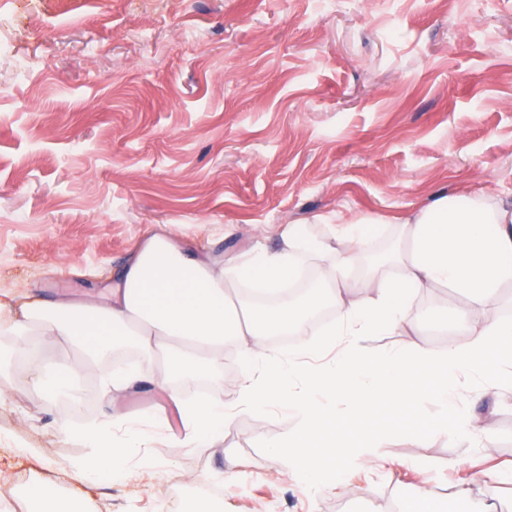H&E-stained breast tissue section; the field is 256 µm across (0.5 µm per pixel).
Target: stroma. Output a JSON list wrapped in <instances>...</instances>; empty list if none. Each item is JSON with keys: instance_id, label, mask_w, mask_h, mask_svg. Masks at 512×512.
Segmentation results:
<instances>
[{"instance_id": "obj_1", "label": "stroma", "mask_w": 512, "mask_h": 512, "mask_svg": "<svg viewBox=\"0 0 512 512\" xmlns=\"http://www.w3.org/2000/svg\"><path fill=\"white\" fill-rule=\"evenodd\" d=\"M30 75L15 76L17 59ZM512 200V0H0V302H105L149 232L169 229L225 255L273 249L285 225L417 213L435 192ZM234 225L225 236V225ZM422 326L365 337L369 357L442 353ZM143 380L112 393L87 368L92 419L124 414L168 432L197 402L192 383L160 386L162 368L132 352ZM235 346L224 351L222 440L142 449L111 481L17 456L45 448L67 464L69 412L30 386L0 401V502L23 512L34 480L84 512H398L424 490L494 499L512 512V396L471 402L470 440L388 435L383 471L342 473L345 494L311 493L278 439L297 417L237 405ZM481 471L497 480L476 481ZM220 484L221 496H206Z\"/></svg>"}]
</instances>
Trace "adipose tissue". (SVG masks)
<instances>
[{"label":"adipose tissue","mask_w":512,"mask_h":512,"mask_svg":"<svg viewBox=\"0 0 512 512\" xmlns=\"http://www.w3.org/2000/svg\"><path fill=\"white\" fill-rule=\"evenodd\" d=\"M381 216L366 214L340 223L327 237H312L306 225H289L277 250L259 248L234 256L199 250L187 238L156 233L145 238L112 285L108 303L72 305L57 302L30 306L21 316L0 307V388L13 390L7 354L23 349L35 370L43 357L32 335L64 341L80 358L56 364L64 382L92 362H100L115 345L128 343L147 357L164 359L165 377L191 381L209 378L218 384L224 344L234 340L242 363L240 407L263 411L288 403L300 420L297 433L279 440L291 467L304 480L343 490L339 475L349 469L382 464V435L367 421L374 409L392 415L390 432H416L434 440L469 437L470 416L458 406L452 381L465 372L483 375L480 395L498 396L512 389V323L498 321L493 307L503 289L512 288V201L487 206L478 195L441 191L417 213L404 217L402 247L367 263L360 279L350 269L363 253L370 228ZM316 254L330 255L319 278L297 301L254 310L238 287L249 279L276 292L294 282ZM447 287L466 301L454 311L439 309L434 321L466 325L467 339L449 343L442 354L415 349L377 360L358 348L361 337L394 328H412L424 320L417 300L421 292ZM333 308L339 313L336 334L342 355L320 362V344L308 337L312 313ZM84 326L75 329L73 317ZM290 336L288 351L267 347L266 337ZM445 408V417L412 427L401 413L402 400L424 393ZM342 399L345 414L321 404V397ZM233 412L218 392L194 408L182 431L170 433L171 448H198L231 428ZM91 448L95 469L77 464V476L89 482L112 477L113 462L136 456L153 437L130 431L116 442L112 424L93 423L68 432Z\"/></svg>","instance_id":"adipose-tissue-1"}]
</instances>
